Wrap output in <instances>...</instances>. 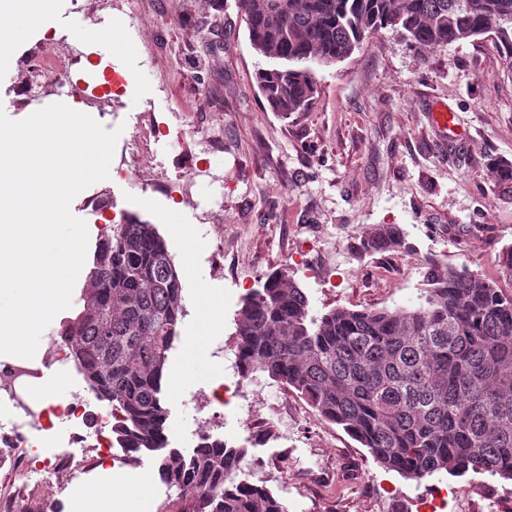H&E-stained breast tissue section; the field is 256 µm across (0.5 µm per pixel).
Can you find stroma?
<instances>
[{
	"label": "stroma",
	"mask_w": 512,
	"mask_h": 512,
	"mask_svg": "<svg viewBox=\"0 0 512 512\" xmlns=\"http://www.w3.org/2000/svg\"><path fill=\"white\" fill-rule=\"evenodd\" d=\"M131 7L132 24L112 23L111 39L68 73L50 74V96L23 98L31 53L61 56L85 42L93 19L56 0L25 38L8 45L0 66V109L14 120L71 97L74 85L97 101L96 121L121 128L131 143L139 113H153L158 137L138 149L134 175L90 185L71 202L90 243L113 214L154 224L178 271L184 306L169 353L165 395L170 447L189 452L199 433L246 449L240 479L265 486L288 512H416L434 487L456 490L446 512H512V481L441 472L423 480L386 470L340 427L322 422L296 392L260 378L242 394L252 405L218 400L236 350L237 312L267 274L284 269L307 293L313 312L409 305L420 293L425 260L465 266L497 280V252L512 244V187L496 186L493 168L512 161V65L488 36L422 50L380 30L348 58L316 69L309 111H271L256 73L268 62L253 49L237 0H112ZM121 72L112 92L103 70ZM454 112L458 132L431 120L434 105ZM214 152L198 156L206 136ZM217 181L188 186L194 164ZM377 224L404 229L408 250L367 255L365 232ZM309 238L334 247L356 271L333 288L325 252L298 260ZM224 242V263L210 254ZM67 424L53 438L32 431L39 457L79 462L72 475L45 474L52 493L31 488L20 512H80L90 492L131 498L133 512H184L187 503L149 467H93V449L70 441ZM317 472L308 479L299 466Z\"/></svg>",
	"instance_id": "35a3bbf8"
}]
</instances>
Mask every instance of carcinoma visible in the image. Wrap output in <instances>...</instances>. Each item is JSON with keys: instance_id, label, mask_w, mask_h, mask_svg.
<instances>
[{"instance_id": "1", "label": "carcinoma", "mask_w": 512, "mask_h": 512, "mask_svg": "<svg viewBox=\"0 0 512 512\" xmlns=\"http://www.w3.org/2000/svg\"><path fill=\"white\" fill-rule=\"evenodd\" d=\"M254 49L277 65L257 72L271 109L306 112L313 66L353 54L382 28L422 48L487 34L512 60V0H238ZM369 253L408 249L397 224H378ZM512 280V245L496 256ZM86 278L111 301L81 293L54 335L96 398L112 406L125 460L146 456L192 512H288L267 488L238 480L247 449L201 434L189 455L168 447L163 381L184 314L167 244L131 216L98 244ZM235 365L297 392L385 469L422 480L442 471L512 480V293L467 268L427 259L413 307L312 313L305 291L274 273L238 311Z\"/></svg>"}]
</instances>
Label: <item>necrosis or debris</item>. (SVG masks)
<instances>
[{"label":"necrosis or debris","instance_id":"obj_1","mask_svg":"<svg viewBox=\"0 0 512 512\" xmlns=\"http://www.w3.org/2000/svg\"><path fill=\"white\" fill-rule=\"evenodd\" d=\"M51 347L50 354L40 358L0 357V408L7 407L13 412L8 423L0 425V463L19 472L38 467L28 430L36 424L48 433L58 421L69 423L75 429L90 427V445L96 451L97 460L118 461L110 436L112 412L94 410L95 398L91 392L75 390L67 400L60 402L38 397L46 367L65 364L68 359L65 340L53 339Z\"/></svg>","mask_w":512,"mask_h":512}]
</instances>
